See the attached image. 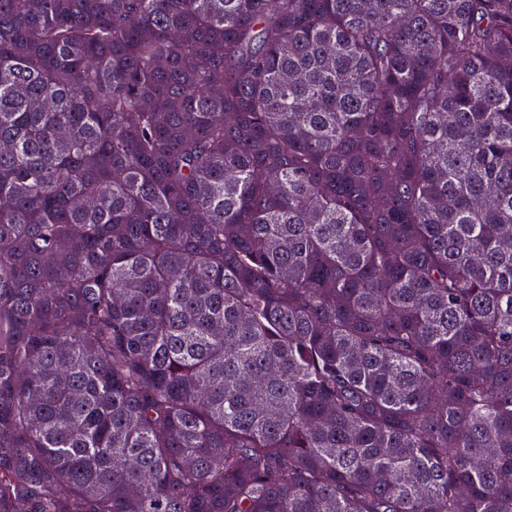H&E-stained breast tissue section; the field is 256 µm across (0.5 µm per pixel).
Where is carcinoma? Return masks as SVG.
I'll list each match as a JSON object with an SVG mask.
<instances>
[{
    "instance_id": "cac0c4a2",
    "label": "carcinoma",
    "mask_w": 512,
    "mask_h": 512,
    "mask_svg": "<svg viewBox=\"0 0 512 512\" xmlns=\"http://www.w3.org/2000/svg\"><path fill=\"white\" fill-rule=\"evenodd\" d=\"M0 512H512V0H0Z\"/></svg>"
}]
</instances>
